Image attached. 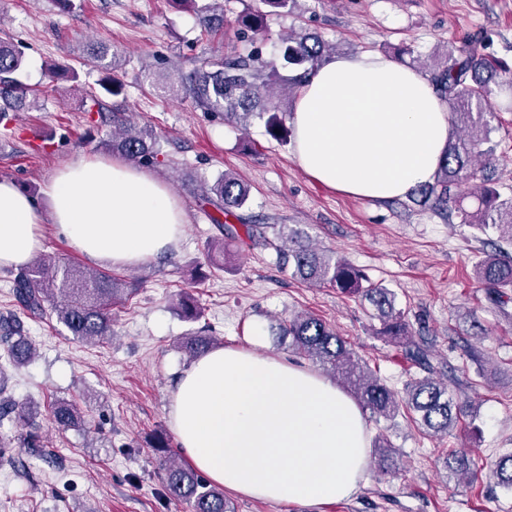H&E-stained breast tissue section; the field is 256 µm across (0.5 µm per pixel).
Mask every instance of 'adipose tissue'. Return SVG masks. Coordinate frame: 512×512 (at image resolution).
Here are the masks:
<instances>
[{
	"mask_svg": "<svg viewBox=\"0 0 512 512\" xmlns=\"http://www.w3.org/2000/svg\"><path fill=\"white\" fill-rule=\"evenodd\" d=\"M294 157L312 179L344 195L402 199L432 183L448 145L449 114L428 78L362 52L324 59L299 89ZM48 214L0 179V268L26 265L55 224L85 256L115 268L166 255L185 211L151 172L121 160L78 159L49 182ZM218 348L181 373L169 409L179 446L212 482L278 503L344 500L364 479L370 439L357 403L326 377L258 353Z\"/></svg>",
	"mask_w": 512,
	"mask_h": 512,
	"instance_id": "obj_1",
	"label": "adipose tissue"
}]
</instances>
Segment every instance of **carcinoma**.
Masks as SVG:
<instances>
[{
	"label": "carcinoma",
	"instance_id": "carcinoma-1",
	"mask_svg": "<svg viewBox=\"0 0 512 512\" xmlns=\"http://www.w3.org/2000/svg\"><path fill=\"white\" fill-rule=\"evenodd\" d=\"M192 8L200 23L210 32L224 27V7L219 0L202 6L198 0H173ZM296 0H260L268 10L250 9L239 18L242 27L255 35L267 29V17L285 13ZM328 43L317 36L296 35L264 60L259 50L247 54H231L203 62L192 72L180 77L188 86L194 102L205 110L222 111L233 125H247L253 118L265 120L268 134L285 141L291 130L285 125L278 103L270 90L280 84L298 88L324 59ZM22 57L14 46L0 40V125L6 127L10 113L26 105L28 88L16 78ZM431 83L441 99L448 103L449 123L456 131L449 134L445 156L434 182L416 190L424 202L437 211H454L460 223L482 232L490 230L512 241V197L504 198L491 186L492 175L476 168L479 158L494 156L498 143L493 141L494 128L487 116L494 114V100L502 93L512 95V71L479 55L470 46L446 45ZM112 151L134 163H150L157 159V139L153 130L127 129L126 119L112 113ZM480 179L475 189L464 190L473 179ZM204 199L226 215L242 208L249 199L244 183L230 173L220 175L205 190ZM293 275L315 287H331L347 294H360L367 299L383 322L382 334L395 341L409 336V324L395 309V294L387 288L363 285L365 274L332 252L312 246L301 234L288 230V246L278 249ZM476 279L491 290L494 302L506 308L512 302V261L493 255L478 260L474 266ZM137 292L135 283L108 273L86 275L79 267L59 258H40L14 274L11 291L22 310L42 317L52 313L71 336L83 341H97L112 335L111 307L128 300ZM275 336L291 339L293 350L332 374L346 380L354 398L370 410L375 418L391 420L400 411L418 415L417 424L428 434L446 432L455 424L464 407L450 393L448 385L429 376L411 379L403 395L366 372L357 355L322 319L311 314H297L271 328ZM0 339L8 344L7 354L14 367L25 364L35 354L27 336L24 321L12 312L0 313ZM211 336L196 335L182 342L191 358L213 349ZM37 408L19 404L8 392V375L0 370V421L15 419L23 428L36 425ZM52 420L61 428L91 427L77 406L56 400L50 406ZM448 479L471 473L468 458L450 451L444 458ZM496 484L512 492V454L500 456L493 470ZM163 484L169 496L184 500L192 512H235L232 502L224 497V489L211 484L196 469L174 460L164 463Z\"/></svg>",
	"mask_w": 512,
	"mask_h": 512
}]
</instances>
